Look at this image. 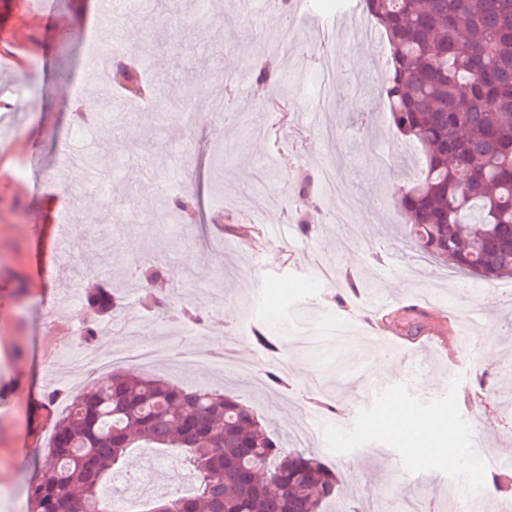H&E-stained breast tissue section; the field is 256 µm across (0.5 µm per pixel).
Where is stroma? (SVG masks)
Wrapping results in <instances>:
<instances>
[{"label": "stroma", "instance_id": "35a3bbf8", "mask_svg": "<svg viewBox=\"0 0 512 512\" xmlns=\"http://www.w3.org/2000/svg\"><path fill=\"white\" fill-rule=\"evenodd\" d=\"M0 0V512L25 499L39 458L17 464L19 449L44 448L52 421L39 407L50 389L45 369L63 367L78 339L74 322L97 323L86 305L104 247L112 249V286L141 318L130 345L165 341L175 351L200 345L215 355L271 369L280 364L290 386L279 391L255 375L225 374L160 360L145 373L171 384L228 391L252 406L287 448L313 451L339 479L328 512H350L367 500L376 512H459L462 486L481 492L482 512H512V491H495L481 456H512V411L500 393L512 390V279L489 283L456 273L396 242L392 204L421 173L419 148L396 135L377 95H338L332 105L337 149L327 153L317 130L289 122L277 148L254 136L271 126L266 101L295 105L313 87L310 49L333 33L336 56L359 65L350 23L336 0H318L305 15L282 20L254 0H182L171 17L117 12L112 38L125 63L145 66L168 108L112 114V154L102 166L111 178L85 186L86 166L68 155L100 150L97 132L67 136L71 106L106 92L81 59L95 0ZM277 31L268 39L269 31ZM276 58L279 74L255 91L260 56ZM237 77L235 117L220 123L205 103L222 93L224 74ZM200 101L190 123L179 118L186 99ZM187 166H180L182 153ZM335 163L337 192L357 202L380 199L379 210L356 224L337 223L334 211L297 197L290 183L318 177ZM199 198L196 216L169 227L166 198L178 193L172 172ZM64 224L81 225L68 251L58 239ZM337 276L354 275L357 296L337 304L333 289L313 275L310 254ZM396 255L399 267L375 263ZM155 259L171 275L153 292L167 307L188 304L201 331L159 323L139 303L133 280ZM383 321L391 347L367 335ZM288 341L275 358L261 351L252 329ZM470 337L457 353L454 336ZM423 358L426 381H409L411 359ZM316 370L319 393L303 383ZM469 392L471 409L461 408ZM322 398L332 412L318 413ZM439 419L462 460L449 468L425 440L376 433L392 404Z\"/></svg>", "mask_w": 512, "mask_h": 512}]
</instances>
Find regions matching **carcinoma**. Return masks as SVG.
<instances>
[{"mask_svg":"<svg viewBox=\"0 0 512 512\" xmlns=\"http://www.w3.org/2000/svg\"><path fill=\"white\" fill-rule=\"evenodd\" d=\"M390 45L381 97L394 133L421 149L420 177L395 204L412 247L486 281L512 278V0H361ZM195 195L170 199L190 211ZM87 304L109 317L106 288ZM272 354L284 341L254 332ZM183 458L194 492L142 512H325L336 473L287 451L231 394L112 371L56 418L29 484L28 512H107L101 487L127 450Z\"/></svg>","mask_w":512,"mask_h":512,"instance_id":"1","label":"carcinoma"}]
</instances>
